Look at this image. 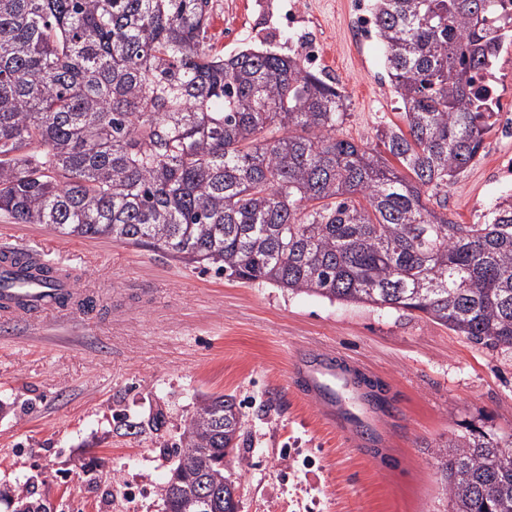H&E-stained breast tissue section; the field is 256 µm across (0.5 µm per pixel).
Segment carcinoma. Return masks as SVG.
Masks as SVG:
<instances>
[{"mask_svg": "<svg viewBox=\"0 0 512 512\" xmlns=\"http://www.w3.org/2000/svg\"><path fill=\"white\" fill-rule=\"evenodd\" d=\"M210 0H0V214L68 237L147 244L243 282L419 312L512 352V195L485 224L448 218V186L495 125L481 72L512 41L506 0H371L405 127L381 152L342 138L345 95L272 50L205 43ZM435 199L437 208L426 204ZM55 287L31 251L0 288ZM231 395L185 421L166 512H237ZM446 512H512V435L432 452Z\"/></svg>", "mask_w": 512, "mask_h": 512, "instance_id": "1", "label": "carcinoma"}]
</instances>
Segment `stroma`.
<instances>
[{"label": "stroma", "instance_id": "obj_1", "mask_svg": "<svg viewBox=\"0 0 512 512\" xmlns=\"http://www.w3.org/2000/svg\"><path fill=\"white\" fill-rule=\"evenodd\" d=\"M368 0H210L206 42L234 53L316 47L346 96L342 133L374 148L401 124L381 44L354 34ZM512 140L485 138L448 189V217L476 223L504 188L491 177ZM63 263L96 312L0 323V512L22 490L49 512H164L170 446L203 397L233 395L245 421L238 512H444L432 446L476 425L512 434V354L422 314L241 284L149 247L60 235L0 216V251ZM332 354L380 383L383 407L336 388L349 428L298 397L301 357ZM163 411L160 431L120 428ZM296 449L297 461L288 458Z\"/></svg>", "mask_w": 512, "mask_h": 512}]
</instances>
